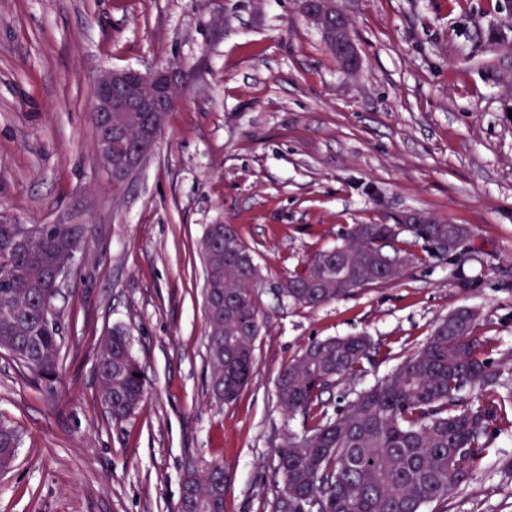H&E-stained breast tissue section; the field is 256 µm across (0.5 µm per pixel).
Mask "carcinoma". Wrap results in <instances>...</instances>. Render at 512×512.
<instances>
[{
  "mask_svg": "<svg viewBox=\"0 0 512 512\" xmlns=\"http://www.w3.org/2000/svg\"><path fill=\"white\" fill-rule=\"evenodd\" d=\"M135 150L138 113L112 114ZM408 232L426 257L459 267L471 237L465 224H351L336 245L311 255L278 285L294 305L318 307L398 280L419 256L399 240ZM92 237L90 224H16L0 219V351L21 367L55 378L62 336L56 319L55 273L71 267ZM205 272L208 392L231 403L255 373L263 316L255 291L258 263L232 224H209L199 242ZM478 313L458 308L427 341L331 418L322 394L355 380L381 353L361 333L308 343L284 365L276 394L302 431L283 434L275 449L276 490L270 512H448V501L472 485L488 454L487 435L512 431V386L502 383L473 336ZM99 396L116 424L145 395V380L127 332L114 327L96 355ZM503 393L490 399L486 387ZM17 431L0 423V468L11 464ZM224 463L200 471L188 463L176 512H225Z\"/></svg>",
  "mask_w": 512,
  "mask_h": 512,
  "instance_id": "1",
  "label": "carcinoma"
}]
</instances>
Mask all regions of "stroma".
Returning a JSON list of instances; mask_svg holds the SVG:
<instances>
[{
  "label": "stroma",
  "mask_w": 512,
  "mask_h": 512,
  "mask_svg": "<svg viewBox=\"0 0 512 512\" xmlns=\"http://www.w3.org/2000/svg\"><path fill=\"white\" fill-rule=\"evenodd\" d=\"M357 73L295 0H0V218L92 226L55 305L45 384L0 353V421L17 429L0 512H175L187 460L224 462L226 512H266L274 450L301 418L275 379L311 340L365 333L384 354L322 396L369 389L459 306L512 384V0H336ZM173 64L193 79L120 199L99 187L92 90L106 69ZM419 212L471 229L463 268L433 260L317 308L277 283L348 224ZM232 224L262 270L264 326L238 399L207 395L209 224ZM476 279L463 291L459 275ZM127 328L147 393L113 423L96 346ZM512 434L494 435L448 512H512Z\"/></svg>",
  "instance_id": "stroma-1"
}]
</instances>
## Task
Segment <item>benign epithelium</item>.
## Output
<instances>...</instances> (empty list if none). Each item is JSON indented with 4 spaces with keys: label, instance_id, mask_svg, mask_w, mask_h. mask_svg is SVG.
Instances as JSON below:
<instances>
[{
    "label": "benign epithelium",
    "instance_id": "benign-epithelium-1",
    "mask_svg": "<svg viewBox=\"0 0 512 512\" xmlns=\"http://www.w3.org/2000/svg\"><path fill=\"white\" fill-rule=\"evenodd\" d=\"M316 7L303 3L305 17L327 32L336 48L344 51L351 62L357 54L349 31L333 29L329 17L337 15L335 0H315ZM187 81V72L171 65L156 66L146 70L125 68L101 72L94 86L92 112L94 125L112 130V113L140 112L145 114L150 131L142 138L138 153L128 159L112 157V136L103 140L98 155L99 165L107 183L112 187L129 185V171L136 167L138 155L150 154L156 148L163 124L153 120L160 112H170L176 105L174 88Z\"/></svg>",
    "mask_w": 512,
    "mask_h": 512
}]
</instances>
